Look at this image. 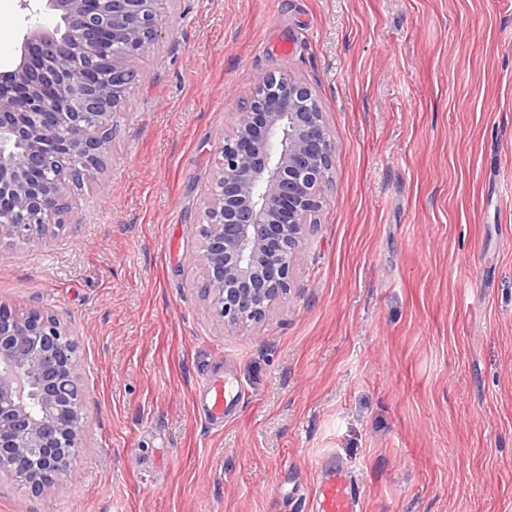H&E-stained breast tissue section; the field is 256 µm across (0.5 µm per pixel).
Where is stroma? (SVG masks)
Wrapping results in <instances>:
<instances>
[{"label": "stroma", "instance_id": "35a3bbf8", "mask_svg": "<svg viewBox=\"0 0 512 512\" xmlns=\"http://www.w3.org/2000/svg\"><path fill=\"white\" fill-rule=\"evenodd\" d=\"M0 71L32 21L0 0ZM112 144L0 302L78 331L73 482L0 475V512H310L336 461L360 512H512V0H160ZM308 83L336 146L289 297L224 332L203 201L254 77ZM223 421L206 418L208 380Z\"/></svg>", "mask_w": 512, "mask_h": 512}]
</instances>
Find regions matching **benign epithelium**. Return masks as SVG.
<instances>
[{"mask_svg":"<svg viewBox=\"0 0 512 512\" xmlns=\"http://www.w3.org/2000/svg\"><path fill=\"white\" fill-rule=\"evenodd\" d=\"M158 2L44 0L60 22L29 29L16 67L0 72V240L45 242L62 225L71 190L95 177L132 63L158 38ZM252 83L247 111L219 143L197 225L204 294L227 332L262 320L290 292L304 227L335 165L308 84L280 72ZM0 310V473L51 497L72 479L89 422L77 333L46 308Z\"/></svg>","mask_w":512,"mask_h":512,"instance_id":"1","label":"benign epithelium"}]
</instances>
